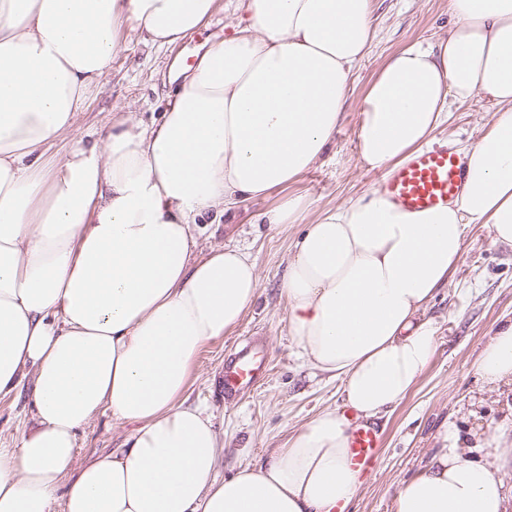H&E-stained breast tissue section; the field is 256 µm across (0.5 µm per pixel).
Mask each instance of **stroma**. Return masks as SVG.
<instances>
[{"label":"stroma","mask_w":512,"mask_h":512,"mask_svg":"<svg viewBox=\"0 0 512 512\" xmlns=\"http://www.w3.org/2000/svg\"><path fill=\"white\" fill-rule=\"evenodd\" d=\"M224 5V11L173 47H147L138 34L128 33L125 51L78 116L84 142H92L96 131L111 124L117 105L129 106L144 123L158 119L176 89L174 73L195 64L209 41L234 34L240 20L235 0H224ZM372 22L378 37L352 76L345 118L323 159L300 182L241 205L233 221L198 226L200 250L222 245L247 249L261 273L260 297L230 333L203 347L187 390L189 403L205 407L224 438L218 477L230 476L247 463L261 464L291 433L342 403L339 382L305 365L288 334L281 282L302 227L275 228L258 223L257 217L288 194L306 196L317 211L377 185L379 171L362 164L357 148L365 88L393 52L447 35L448 0H373ZM493 111L492 101L482 94L455 104L437 134L440 145L452 150L464 146ZM426 316L437 328L436 353L407 398L378 420L383 437L379 461L364 475L350 512H393L397 488L444 447L448 432H457L474 447L491 428L512 426V385L488 390L474 369L495 328L512 321V247L492 244L485 225H470L463 260L429 302ZM250 336L266 338L271 375L237 403L225 404L219 387L224 361L233 346ZM132 429V424L98 416L79 437V458L121 448Z\"/></svg>","instance_id":"1"}]
</instances>
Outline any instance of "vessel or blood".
<instances>
[{
  "instance_id": "1",
  "label": "vessel or blood",
  "mask_w": 512,
  "mask_h": 512,
  "mask_svg": "<svg viewBox=\"0 0 512 512\" xmlns=\"http://www.w3.org/2000/svg\"><path fill=\"white\" fill-rule=\"evenodd\" d=\"M465 162L448 147L421 151L392 170L382 183L388 201L408 212H424L451 204L459 195ZM267 346L253 338L237 347L224 368V399L232 402L264 380L270 371ZM381 434L364 421H354L349 454L360 473L372 471L378 460Z\"/></svg>"
}]
</instances>
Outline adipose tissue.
<instances>
[{
	"label": "adipose tissue",
	"mask_w": 512,
	"mask_h": 512,
	"mask_svg": "<svg viewBox=\"0 0 512 512\" xmlns=\"http://www.w3.org/2000/svg\"><path fill=\"white\" fill-rule=\"evenodd\" d=\"M448 3L447 36L390 54L368 83L358 150L392 170L454 103L485 94L494 111L463 150V188L422 213L373 188L259 215L303 227L281 288L288 332L340 381L343 405L220 481L222 439L183 395L200 350L256 301L260 271L238 248L198 254L196 225L298 182L327 152L377 37L372 0H238L246 24L183 71L160 122L119 108L88 148L77 116L123 31L172 47L221 0H0V399L30 387L35 421L0 446V512H334L353 499L351 420L394 410L430 364L425 311L468 226L512 246V0ZM64 140L69 153L48 156ZM475 369L489 388L512 384V324ZM106 412L133 426L123 448L79 461L80 432ZM483 448L449 436L394 512H505L512 438L490 430Z\"/></svg>",
	"instance_id": "ef3b65f1"
}]
</instances>
